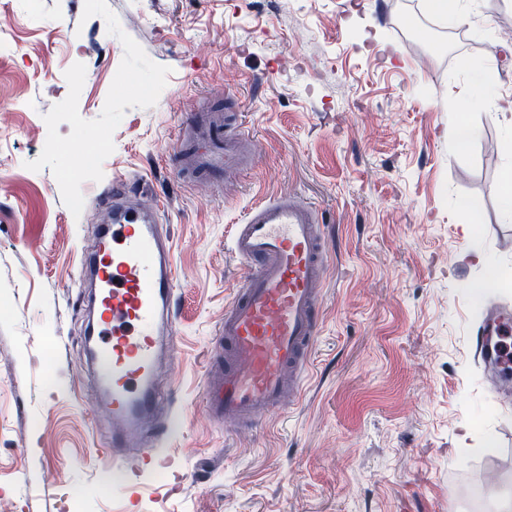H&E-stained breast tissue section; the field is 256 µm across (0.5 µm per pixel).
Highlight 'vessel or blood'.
<instances>
[{"instance_id": "vessel-or-blood-1", "label": "vessel or blood", "mask_w": 512, "mask_h": 512, "mask_svg": "<svg viewBox=\"0 0 512 512\" xmlns=\"http://www.w3.org/2000/svg\"><path fill=\"white\" fill-rule=\"evenodd\" d=\"M183 128L184 174L244 170L250 136L242 126L225 129L223 116L200 109ZM99 198L111 203L112 220L101 225L97 249L80 254L96 312L85 344L115 427L112 445L130 448L145 427L158 438L165 433L152 421L166 398L156 385L158 355L175 352L177 271L162 230L163 202L144 206L120 178ZM229 244L252 271L224 309L217 330L224 365L208 367L204 398L225 422L250 425L302 394L329 249L317 209L293 194L253 203L232 225ZM510 334L512 308L498 307L476 336V356L487 357L492 337Z\"/></svg>"}]
</instances>
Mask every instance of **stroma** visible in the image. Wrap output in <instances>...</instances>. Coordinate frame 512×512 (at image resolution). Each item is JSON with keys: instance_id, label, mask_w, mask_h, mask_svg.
I'll return each mask as SVG.
<instances>
[{"instance_id": "stroma-1", "label": "stroma", "mask_w": 512, "mask_h": 512, "mask_svg": "<svg viewBox=\"0 0 512 512\" xmlns=\"http://www.w3.org/2000/svg\"><path fill=\"white\" fill-rule=\"evenodd\" d=\"M463 8L458 27L425 0H0V512H496L512 496V397L472 347L512 306V130L492 106L512 95V0ZM208 102L237 106L253 164L180 178L179 126ZM115 177L164 201L178 274L157 375L183 479L147 473L135 493L103 462L75 288L99 220L73 201ZM283 193L323 215L320 332L302 399L227 426L203 390L250 272L229 231Z\"/></svg>"}]
</instances>
